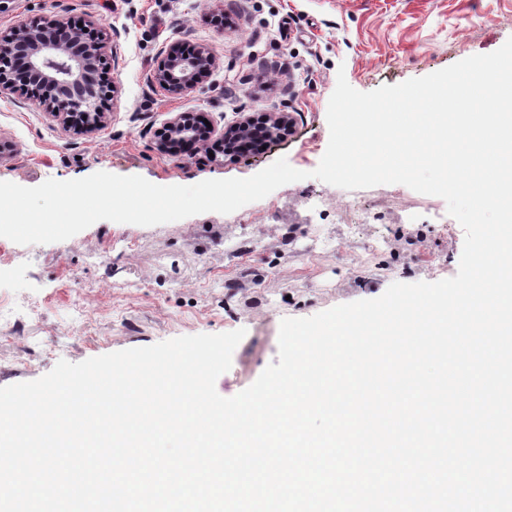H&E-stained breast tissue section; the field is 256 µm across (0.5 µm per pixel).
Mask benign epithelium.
<instances>
[{"instance_id": "benign-epithelium-1", "label": "benign epithelium", "mask_w": 512, "mask_h": 512, "mask_svg": "<svg viewBox=\"0 0 512 512\" xmlns=\"http://www.w3.org/2000/svg\"><path fill=\"white\" fill-rule=\"evenodd\" d=\"M109 48L107 28L95 22L81 28L61 17L50 25L16 26L0 36V94L43 104L64 130L91 135L110 120L114 87L105 78ZM218 65L217 54L207 45L172 43L159 49L147 81L169 93L187 95L203 87ZM292 123L288 112L273 110L259 121L242 112L220 131L214 123L206 126L201 115L179 112L164 124L155 148L166 154L191 145L196 153L205 154L217 137L225 145L224 155L243 156L281 138Z\"/></svg>"}]
</instances>
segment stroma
I'll return each instance as SVG.
<instances>
[{"instance_id": "obj_1", "label": "stroma", "mask_w": 512, "mask_h": 512, "mask_svg": "<svg viewBox=\"0 0 512 512\" xmlns=\"http://www.w3.org/2000/svg\"><path fill=\"white\" fill-rule=\"evenodd\" d=\"M222 14L231 24L219 27ZM61 15L103 23L117 92L106 127L65 132L38 104L0 96V181L35 187L99 171L160 186L247 178L286 158L309 179L230 214L144 227L101 220L72 238L0 237V387L179 336L245 329L216 389L232 397L278 360L280 323L456 275L464 230L445 200L402 184L346 190L312 178L329 142L338 75L361 92L488 54L512 37V0H0V32ZM172 42L210 46V82L188 95L146 74ZM284 110L287 136L234 160L155 149L178 112L218 125ZM377 245L372 262L365 250Z\"/></svg>"}]
</instances>
